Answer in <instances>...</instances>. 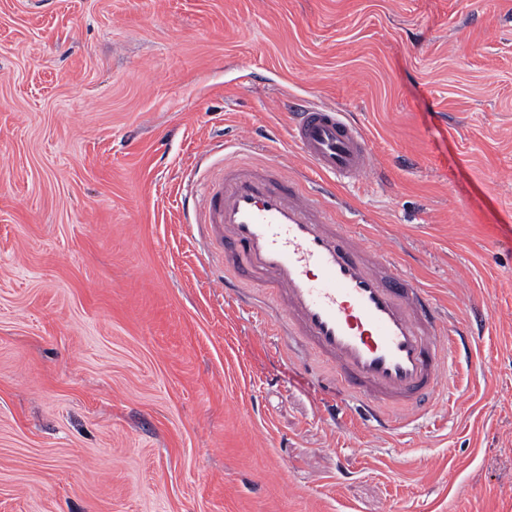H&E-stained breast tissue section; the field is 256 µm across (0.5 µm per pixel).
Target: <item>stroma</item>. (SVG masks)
<instances>
[{
  "mask_svg": "<svg viewBox=\"0 0 512 512\" xmlns=\"http://www.w3.org/2000/svg\"><path fill=\"white\" fill-rule=\"evenodd\" d=\"M283 93L365 131L331 204L472 334L399 434L183 219L239 136L308 174ZM0 512H512V0H0Z\"/></svg>",
  "mask_w": 512,
  "mask_h": 512,
  "instance_id": "35a3bbf8",
  "label": "stroma"
}]
</instances>
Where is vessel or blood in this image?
Here are the masks:
<instances>
[{"label": "vessel or blood", "mask_w": 512, "mask_h": 512, "mask_svg": "<svg viewBox=\"0 0 512 512\" xmlns=\"http://www.w3.org/2000/svg\"><path fill=\"white\" fill-rule=\"evenodd\" d=\"M289 136L311 168L339 182L373 169L359 126L333 105L291 110ZM326 188L281 179L272 162L228 164L184 216L206 225L280 306L298 336L332 368L350 400L379 428H407L411 409L447 388L446 371L466 338L451 335L429 292L383 245L328 210Z\"/></svg>", "instance_id": "obj_1"}]
</instances>
